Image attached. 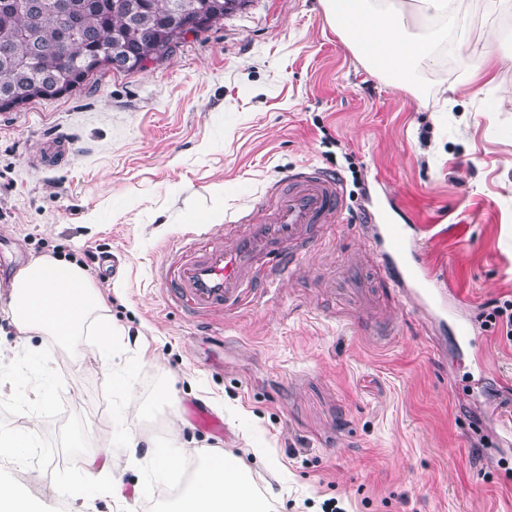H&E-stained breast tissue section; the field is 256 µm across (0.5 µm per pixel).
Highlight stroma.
Masks as SVG:
<instances>
[{"label": "stroma", "instance_id": "stroma-1", "mask_svg": "<svg viewBox=\"0 0 512 512\" xmlns=\"http://www.w3.org/2000/svg\"><path fill=\"white\" fill-rule=\"evenodd\" d=\"M458 13L450 54L421 64L411 91L357 59L319 0H248L145 69L0 111V353L56 365L47 402H29L20 377L0 394V431L24 410L38 423L0 481L37 512H172L176 496L137 465L75 479L83 456H121L142 433L236 459L277 494L272 512L331 498L343 512H512L496 421L512 342L486 308L512 297V0L493 13L458 0ZM59 132L79 151L51 166ZM303 167L344 191L311 257L257 305L197 318L176 306L160 269L186 235L207 243ZM376 204L460 295L484 366L387 281L364 223ZM41 256L75 261L104 295L138 406L115 395L91 331L73 350L18 340L7 286ZM353 261L370 272L369 302L334 291ZM197 408L223 434L194 426Z\"/></svg>", "mask_w": 512, "mask_h": 512}]
</instances>
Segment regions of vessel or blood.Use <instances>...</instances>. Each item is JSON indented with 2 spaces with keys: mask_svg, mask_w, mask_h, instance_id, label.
Listing matches in <instances>:
<instances>
[{
  "mask_svg": "<svg viewBox=\"0 0 512 512\" xmlns=\"http://www.w3.org/2000/svg\"><path fill=\"white\" fill-rule=\"evenodd\" d=\"M344 205L343 187L334 174L305 169L271 187L263 205L265 216L249 221L243 230L212 237L207 248L185 244L172 254L165 278L181 307L194 314L220 313L260 299L255 288L258 260H271L270 274L285 263L302 260L313 244L316 225L336 223ZM392 273L418 306L440 324H452L456 336L478 353L480 343L469 321L449 319L444 289L425 256L413 250L404 227L383 225ZM347 295L365 299L367 289L358 265L340 275Z\"/></svg>",
  "mask_w": 512,
  "mask_h": 512,
  "instance_id": "obj_1",
  "label": "vessel or blood"
}]
</instances>
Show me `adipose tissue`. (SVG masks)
Here are the masks:
<instances>
[{"label":"adipose tissue","mask_w":512,"mask_h":512,"mask_svg":"<svg viewBox=\"0 0 512 512\" xmlns=\"http://www.w3.org/2000/svg\"><path fill=\"white\" fill-rule=\"evenodd\" d=\"M325 15L362 61L384 75L393 86L409 88L420 65L447 41L460 24L455 0H319ZM426 19V26L411 30L408 14ZM106 300L80 266L42 257L14 275L8 311L19 338L39 333L69 341L91 322L102 366H109L113 336L104 314ZM147 454H139L140 445ZM125 453L131 463L150 466L157 481L187 485L181 512H270L273 491H257L249 475L223 456L205 457L193 479H186L184 461L190 449L177 443L162 446L143 434L127 436Z\"/></svg>","instance_id":"adipose-tissue-1"}]
</instances>
